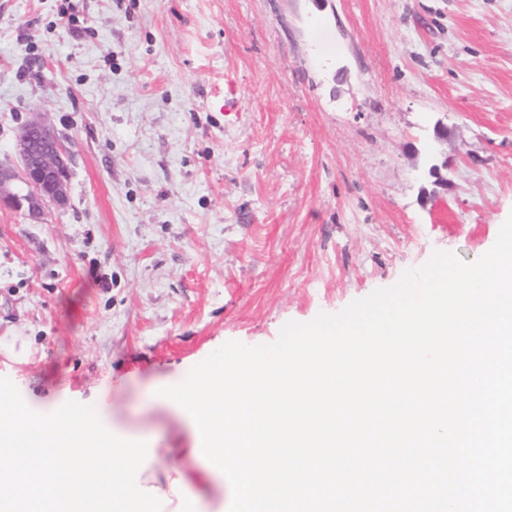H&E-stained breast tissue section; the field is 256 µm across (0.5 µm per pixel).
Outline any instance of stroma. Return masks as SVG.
<instances>
[{
    "instance_id": "stroma-1",
    "label": "stroma",
    "mask_w": 512,
    "mask_h": 512,
    "mask_svg": "<svg viewBox=\"0 0 512 512\" xmlns=\"http://www.w3.org/2000/svg\"><path fill=\"white\" fill-rule=\"evenodd\" d=\"M32 112L71 151L70 204L0 206V336L33 350L0 385L86 413L108 389L182 448L151 384L492 245L512 0H0V163Z\"/></svg>"
}]
</instances>
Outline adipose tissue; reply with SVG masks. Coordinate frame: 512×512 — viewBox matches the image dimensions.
<instances>
[{
    "label": "adipose tissue",
    "mask_w": 512,
    "mask_h": 512,
    "mask_svg": "<svg viewBox=\"0 0 512 512\" xmlns=\"http://www.w3.org/2000/svg\"><path fill=\"white\" fill-rule=\"evenodd\" d=\"M182 465L121 427L99 397L94 414L0 393V512H224L228 484L198 461L195 431Z\"/></svg>",
    "instance_id": "obj_1"
}]
</instances>
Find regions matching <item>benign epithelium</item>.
<instances>
[{
    "label": "benign epithelium",
    "instance_id": "obj_1",
    "mask_svg": "<svg viewBox=\"0 0 512 512\" xmlns=\"http://www.w3.org/2000/svg\"><path fill=\"white\" fill-rule=\"evenodd\" d=\"M15 150L19 167L0 164V204L32 216L49 205L67 208L71 154L41 113H31L20 128Z\"/></svg>",
    "mask_w": 512,
    "mask_h": 512
}]
</instances>
